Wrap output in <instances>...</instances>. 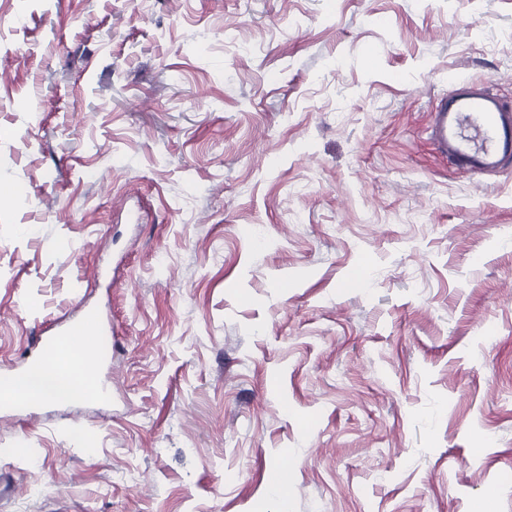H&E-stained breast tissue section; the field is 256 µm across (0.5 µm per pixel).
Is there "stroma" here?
Here are the masks:
<instances>
[{
  "label": "stroma",
  "instance_id": "stroma-1",
  "mask_svg": "<svg viewBox=\"0 0 512 512\" xmlns=\"http://www.w3.org/2000/svg\"><path fill=\"white\" fill-rule=\"evenodd\" d=\"M455 78L512 103V0H0V375L90 315L112 382L0 414V512H512V165L433 151Z\"/></svg>",
  "mask_w": 512,
  "mask_h": 512
}]
</instances>
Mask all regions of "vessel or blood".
Segmentation results:
<instances>
[{"mask_svg":"<svg viewBox=\"0 0 512 512\" xmlns=\"http://www.w3.org/2000/svg\"><path fill=\"white\" fill-rule=\"evenodd\" d=\"M430 140L459 172L501 171L512 165V107L484 86L457 81L432 111Z\"/></svg>","mask_w":512,"mask_h":512,"instance_id":"1","label":"vessel or blood"}]
</instances>
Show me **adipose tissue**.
Returning a JSON list of instances; mask_svg holds the SVG:
<instances>
[{
  "label": "adipose tissue",
  "instance_id": "obj_1",
  "mask_svg": "<svg viewBox=\"0 0 512 512\" xmlns=\"http://www.w3.org/2000/svg\"><path fill=\"white\" fill-rule=\"evenodd\" d=\"M78 338L75 345L61 343L31 369L1 378L0 393L70 401L89 392V379L97 368L89 328H81Z\"/></svg>",
  "mask_w": 512,
  "mask_h": 512
}]
</instances>
